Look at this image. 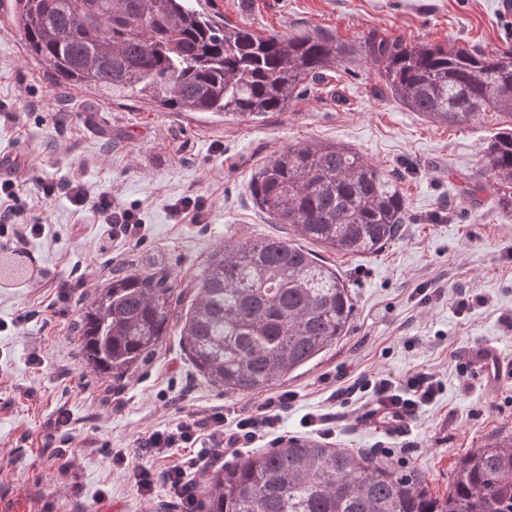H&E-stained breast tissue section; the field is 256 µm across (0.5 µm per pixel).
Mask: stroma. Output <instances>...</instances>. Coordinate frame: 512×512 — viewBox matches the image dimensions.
<instances>
[{
  "mask_svg": "<svg viewBox=\"0 0 512 512\" xmlns=\"http://www.w3.org/2000/svg\"><path fill=\"white\" fill-rule=\"evenodd\" d=\"M12 7L13 0H0V154L47 181L80 173L91 189L111 190L116 204L136 206L145 229L137 241L113 236L103 253V226L65 198L34 207L49 232L31 237L22 253L49 278L36 291L0 288V512H181L167 487L142 495L135 463L117 464V453L192 413L223 412L232 429L238 410L267 396L228 395L201 377L175 325L153 358L113 388L81 354V301L116 270L158 265L185 284L220 246L282 233L253 203L250 180L284 148L309 141L347 146L393 175L408 218L380 252H325L353 297L350 323L335 345L283 380L294 399L279 432L254 450L291 437L373 453L387 448L443 495L471 449L512 434V375L462 358L480 347L512 359V207L497 205L492 186L477 201L465 195L501 121L432 123L388 95L359 56L312 82L287 111L257 121L189 119L135 94L109 100L93 89L64 90L28 59ZM199 7L260 37L318 31L357 44L380 35L486 52L512 42L505 0H200ZM188 191L206 201L204 223L172 221L169 199ZM431 281L441 294L420 303L414 290ZM462 296L469 307L461 312ZM420 369L441 390L411 431L401 437L367 422L369 397L357 384L376 373L400 381ZM349 386L354 395L330 401L333 389ZM61 408L71 418L75 485L46 465L47 423ZM328 411L336 414L330 432L305 427L306 418Z\"/></svg>",
  "mask_w": 512,
  "mask_h": 512,
  "instance_id": "stroma-1",
  "label": "stroma"
}]
</instances>
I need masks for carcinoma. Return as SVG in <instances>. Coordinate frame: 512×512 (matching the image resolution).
<instances>
[{"instance_id":"obj_1","label":"carcinoma","mask_w":512,"mask_h":512,"mask_svg":"<svg viewBox=\"0 0 512 512\" xmlns=\"http://www.w3.org/2000/svg\"><path fill=\"white\" fill-rule=\"evenodd\" d=\"M11 21L29 59L65 89L137 94L171 112L240 120L285 111L306 80L360 53L395 100L433 123L476 124L490 113L508 123L484 148L483 167L511 189L498 199L512 206V46L487 53L387 38L355 46L319 32L262 38L219 24L191 0H14ZM251 191L286 234L220 247L178 293L166 270H131L82 306L83 357L113 388L152 358L172 305L187 297L184 350L231 394L267 391L344 336L351 293L301 242L351 258L379 252L407 218L398 182L347 147L309 143L265 163ZM26 273L19 257L0 261V282ZM201 503L205 512H512V435L461 458L442 498L413 470L294 437L211 465Z\"/></svg>"}]
</instances>
